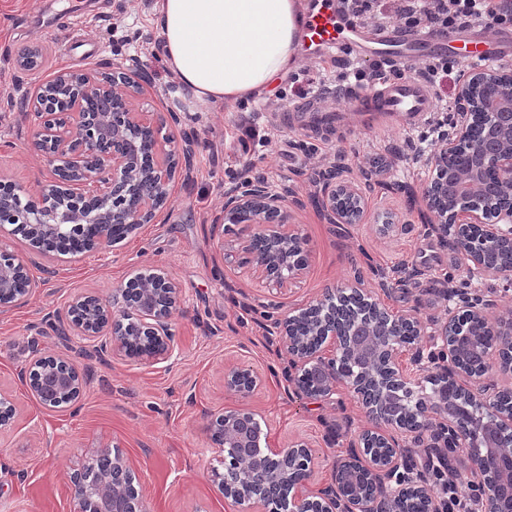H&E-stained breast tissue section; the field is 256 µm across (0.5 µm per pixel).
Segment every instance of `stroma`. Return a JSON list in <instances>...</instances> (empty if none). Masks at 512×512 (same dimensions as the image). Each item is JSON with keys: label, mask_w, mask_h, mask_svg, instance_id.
<instances>
[{"label": "stroma", "mask_w": 512, "mask_h": 512, "mask_svg": "<svg viewBox=\"0 0 512 512\" xmlns=\"http://www.w3.org/2000/svg\"><path fill=\"white\" fill-rule=\"evenodd\" d=\"M153 0H0V175L34 191L51 173L29 150L36 131L32 98L39 84L62 70L105 74L115 51L138 58L151 81L137 106L144 112L183 113L175 141L190 139V163L178 167L173 202L156 223L80 258L30 252L11 229L0 246L31 264L35 287L24 302L0 313V398L17 415L0 426V512H69L68 477L86 467L99 446L118 448L133 463L138 489L153 512H236L212 482L221 454L210 442L206 416L234 405L224 389V366L251 365L264 386L244 400L262 429L279 443L302 439L318 459L313 482L327 481L343 451L368 418L344 392L330 398L288 395L289 358L269 330L284 312L305 307L322 288L398 265L424 274L383 302L401 312L417 308L423 321L443 317L448 287L468 273L463 256L425 235L420 193L427 177L421 141L429 124L409 129L393 118L357 111L348 99L325 98L323 121L295 112L317 87L334 88L336 59L301 56L299 67L259 98L214 108L182 92L162 65L163 39L152 22ZM35 52L37 65L21 66ZM272 140L263 146L261 136ZM370 216L361 224H328L314 198L310 174L341 165L346 179H363L371 163ZM264 170L272 188L288 185L294 223L308 241L304 278L281 288L252 275L240 228L214 225L232 180ZM391 211L403 221L380 232L375 214ZM167 272L183 294L170 321L172 357L133 363L104 350L84 352L78 340L49 326L87 293L111 299L112 287L146 271ZM63 355L85 372L88 384L74 403L47 411L28 394L18 374L35 354Z\"/></svg>", "instance_id": "35a3bbf8"}]
</instances>
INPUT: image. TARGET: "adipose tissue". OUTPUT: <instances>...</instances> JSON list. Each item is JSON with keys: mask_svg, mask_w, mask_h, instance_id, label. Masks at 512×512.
Segmentation results:
<instances>
[{"mask_svg": "<svg viewBox=\"0 0 512 512\" xmlns=\"http://www.w3.org/2000/svg\"><path fill=\"white\" fill-rule=\"evenodd\" d=\"M302 0H154L172 79L200 103L262 96L299 63Z\"/></svg>", "mask_w": 512, "mask_h": 512, "instance_id": "obj_1", "label": "adipose tissue"}]
</instances>
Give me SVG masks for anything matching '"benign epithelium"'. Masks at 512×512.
<instances>
[{"label":"benign epithelium","instance_id":"obj_1","mask_svg":"<svg viewBox=\"0 0 512 512\" xmlns=\"http://www.w3.org/2000/svg\"><path fill=\"white\" fill-rule=\"evenodd\" d=\"M143 69L135 58L112 76L62 71L38 88L33 100L37 130L33 150L51 168L52 180L36 195L0 180V224L25 226L33 243L63 232L66 225L89 224L86 251L105 252L115 229L129 236L171 204L174 168L158 158L165 130L183 122L173 110L149 114L137 109L146 95ZM430 175L422 199L430 229L464 255L469 276L495 279L512 289V264L493 254H512V200L488 193L482 203L446 199L448 176L471 193L488 174L512 191V67L484 69L468 75L457 88L455 112L442 131L439 147L427 158ZM291 189L273 193L261 179L245 178L224 189V207L213 220L241 225L244 248L257 279L291 284L307 269L306 239L290 224L285 205ZM316 205L330 224H361L368 208L363 189L352 182L323 180ZM29 275L26 261L0 246V311L20 299L14 281ZM182 290L167 273L138 287L122 281L112 299L90 294L70 305L65 320L82 341L108 340L112 353L141 364L170 358L169 321L181 309ZM448 317L425 334L417 311L394 313L375 299L361 279L323 289L321 297L275 324L279 348L288 353L295 373L289 378L298 396L327 397L345 388L357 397L369 424L332 461L331 479L315 489L311 477L316 455L303 440L272 445L255 414L238 407L210 415L207 432L222 453L223 471L213 482L224 499L241 512H397L411 495L425 501L426 512H442L430 493L426 473L412 466L414 448L457 460L476 490L478 512H499L512 498V458L500 457L471 408L495 414L497 431L512 437V387L486 382L463 359L456 343L457 326L472 321L487 362L512 375V307L493 292L457 289ZM82 304L91 316L74 318ZM312 322L314 333L302 335L295 320ZM428 336L427 352L421 338ZM38 356L20 372L30 393L46 409L64 396L76 402L87 378L68 359L33 377ZM420 376L439 384L425 395L420 427L408 429L387 408L397 390H409ZM262 385L260 374L242 363L224 367V388L243 400ZM99 473L93 492L86 490L88 470L71 477L70 512H150L135 486L130 460L109 447L98 448Z\"/></svg>","mask_w":512,"mask_h":512}]
</instances>
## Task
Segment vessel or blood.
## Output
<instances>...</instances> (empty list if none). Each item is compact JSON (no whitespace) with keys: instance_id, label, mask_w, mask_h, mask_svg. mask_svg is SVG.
Here are the masks:
<instances>
[{"instance_id":"obj_1","label":"vessel or blood","mask_w":512,"mask_h":512,"mask_svg":"<svg viewBox=\"0 0 512 512\" xmlns=\"http://www.w3.org/2000/svg\"><path fill=\"white\" fill-rule=\"evenodd\" d=\"M359 30L347 26L339 17L333 0H319L306 15L299 42L310 56L330 54L345 45H357ZM425 52L437 51L469 63L492 64L504 58L502 40H489L483 33L437 37L417 33L395 38L381 35L377 38L375 56L383 62L399 63L403 52L411 48ZM363 111L387 112L414 122L434 107L433 93L422 81L414 77L388 80L370 90L354 94Z\"/></svg>"}]
</instances>
